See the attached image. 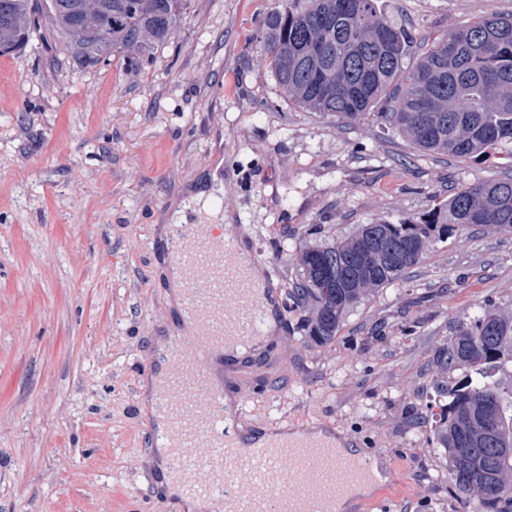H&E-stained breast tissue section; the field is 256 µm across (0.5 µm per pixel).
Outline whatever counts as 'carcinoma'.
Wrapping results in <instances>:
<instances>
[{
	"mask_svg": "<svg viewBox=\"0 0 512 512\" xmlns=\"http://www.w3.org/2000/svg\"><path fill=\"white\" fill-rule=\"evenodd\" d=\"M185 0H0V45L19 52L35 33L85 67L120 55L139 62L167 41ZM253 39L288 103L355 124L371 117L421 152L468 160L512 151V16H482L430 43L385 16L378 0H278ZM413 66H407L411 53ZM492 227L512 235V175L466 183L418 221L362 224L349 237L296 255L300 278L287 291L307 307L308 342L336 339L347 315L406 279L430 243L455 230ZM407 248H402V244ZM512 363V313L490 306L456 325L436 359L461 370L435 431L454 493L474 512H512V387L485 369Z\"/></svg>",
	"mask_w": 512,
	"mask_h": 512,
	"instance_id": "cac0c4a2",
	"label": "carcinoma"
}]
</instances>
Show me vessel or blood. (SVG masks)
I'll return each mask as SVG.
<instances>
[{
	"mask_svg": "<svg viewBox=\"0 0 512 512\" xmlns=\"http://www.w3.org/2000/svg\"><path fill=\"white\" fill-rule=\"evenodd\" d=\"M199 233V225H189L170 247L172 261L184 273L182 318L191 338L186 343L169 339L176 352L168 358L167 377L157 375L155 362L140 368L166 422V467L183 498L192 501H209L227 472L247 480L251 496H225L224 512H267L273 498L280 500L282 512H337L338 501L380 485L385 456L350 453L305 430L257 429L247 439L237 424L225 423L224 383L236 375L241 357L264 346L268 335L264 329L248 334L242 319L273 312L282 290L258 278L254 265L241 263L239 240H221L205 252L198 247ZM322 462L334 471L324 498L312 489Z\"/></svg>",
	"mask_w": 512,
	"mask_h": 512,
	"instance_id": "vessel-or-blood-1",
	"label": "vessel or blood"
}]
</instances>
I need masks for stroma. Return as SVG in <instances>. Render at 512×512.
<instances>
[{"mask_svg": "<svg viewBox=\"0 0 512 512\" xmlns=\"http://www.w3.org/2000/svg\"><path fill=\"white\" fill-rule=\"evenodd\" d=\"M272 0H186L139 64L83 67L32 39L0 57V512H185L148 480L158 424L139 364L187 333L162 251L176 222H213L195 196L224 167L223 209L260 276L298 278L299 248L358 225L419 218L450 192L512 171V155L425 154L365 119L288 105L250 36ZM431 39L512 0H380ZM512 311V236L435 241L408 277L308 344L281 304L255 364L227 384L243 418L335 426L386 456L390 512H471L435 434L438 345L481 305Z\"/></svg>", "mask_w": 512, "mask_h": 512, "instance_id": "35a3bbf8", "label": "stroma"}]
</instances>
